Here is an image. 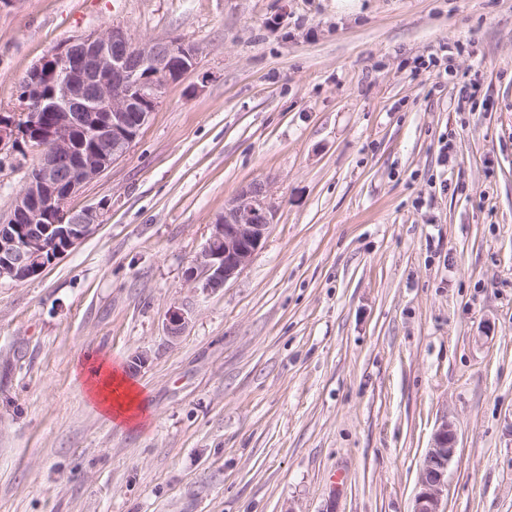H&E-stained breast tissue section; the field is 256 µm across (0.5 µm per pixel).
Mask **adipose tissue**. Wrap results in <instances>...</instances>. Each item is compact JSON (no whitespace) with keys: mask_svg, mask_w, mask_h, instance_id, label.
I'll return each instance as SVG.
<instances>
[{"mask_svg":"<svg viewBox=\"0 0 512 512\" xmlns=\"http://www.w3.org/2000/svg\"><path fill=\"white\" fill-rule=\"evenodd\" d=\"M85 396L114 422L132 425L144 415L141 391L120 367L90 362L84 371Z\"/></svg>","mask_w":512,"mask_h":512,"instance_id":"obj_1","label":"adipose tissue"}]
</instances>
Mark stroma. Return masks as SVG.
I'll use <instances>...</instances> for the list:
<instances>
[{"mask_svg": "<svg viewBox=\"0 0 512 512\" xmlns=\"http://www.w3.org/2000/svg\"><path fill=\"white\" fill-rule=\"evenodd\" d=\"M115 25L198 53L74 198L103 223L0 282V512H412L444 419L445 512H512V0H0V113ZM37 158L0 155V217ZM256 180L270 232L203 293ZM91 356L142 422L87 401ZM274 218L267 185L254 181L243 187L211 224L208 239L188 268V279L205 292L224 288L261 249ZM85 396L114 422L136 424L144 416L142 392L119 366L91 361L84 371Z\"/></svg>", "mask_w": 512, "mask_h": 512, "instance_id": "35a3bbf8", "label": "stroma"}]
</instances>
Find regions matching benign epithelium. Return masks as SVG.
Returning a JSON list of instances; mask_svg holds the SVG:
<instances>
[{
	"label": "benign epithelium",
	"mask_w": 512,
	"mask_h": 512,
	"mask_svg": "<svg viewBox=\"0 0 512 512\" xmlns=\"http://www.w3.org/2000/svg\"><path fill=\"white\" fill-rule=\"evenodd\" d=\"M195 59L196 48L188 42H135L113 26L69 39L28 71L21 111L0 114V154L25 143L39 157L0 221V281L33 277L102 223L108 201L71 207L70 200L127 153L165 87L180 80ZM274 218L267 185L254 181L243 187L211 225L188 279L205 292L223 288L261 249ZM186 323L182 310H172L168 336H180ZM456 452V431L444 419L422 460L413 512H444L448 466Z\"/></svg>",
	"instance_id": "benign-epithelium-1"
}]
</instances>
